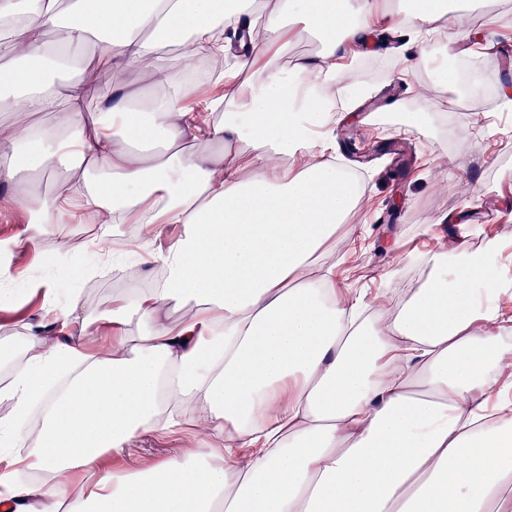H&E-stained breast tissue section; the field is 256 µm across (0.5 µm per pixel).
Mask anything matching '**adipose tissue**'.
I'll use <instances>...</instances> for the list:
<instances>
[{"label":"adipose tissue","mask_w":512,"mask_h":512,"mask_svg":"<svg viewBox=\"0 0 512 512\" xmlns=\"http://www.w3.org/2000/svg\"><path fill=\"white\" fill-rule=\"evenodd\" d=\"M457 3L0 0V193L28 216L0 253L41 261L53 237L59 269L30 279L6 264L0 279L41 296L64 330L49 346L31 336L0 386V512H512V400L489 398L512 362L499 243L433 257L420 288L361 325L362 299L342 298L332 272L307 274L364 188L334 154L337 109L368 96L342 83L347 47L381 21L424 49L459 41ZM257 26L250 77L208 103L223 120L200 122L177 75L223 54L227 29ZM306 35L321 51L283 64ZM113 67L145 87L91 102ZM39 112L52 122L36 125ZM89 211L117 231L78 254L56 226ZM167 224L182 232L162 245ZM99 260L162 278L113 300L97 348L85 301L57 298ZM174 302L191 309L162 322ZM180 407L194 412L192 453L107 466L137 432L178 433Z\"/></svg>","instance_id":"adipose-tissue-1"}]
</instances>
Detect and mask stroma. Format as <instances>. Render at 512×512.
I'll return each instance as SVG.
<instances>
[{
    "label": "stroma",
    "mask_w": 512,
    "mask_h": 512,
    "mask_svg": "<svg viewBox=\"0 0 512 512\" xmlns=\"http://www.w3.org/2000/svg\"><path fill=\"white\" fill-rule=\"evenodd\" d=\"M464 25L475 62L474 72L486 79L482 48L490 39L503 38L512 47V0H475ZM410 47L402 55L378 43H370V59L391 63L395 73L387 81L371 80L359 63L345 62L344 78L368 83L371 95L364 105L336 125L337 148L359 168L367 188L368 207L355 210L346 229L326 248L321 264L333 267L346 296L383 295L397 299L396 281L412 276L425 260L435 255V244L446 241L445 257L452 258L461 247L479 248L483 241L496 239L504 263L512 262V111H504L499 99L477 103L474 94L439 90L425 97L424 77L433 62L455 60L444 44H436L429 61L414 76H402ZM395 84L400 97L413 110L432 114L434 123L426 131L410 136L406 154L389 158L383 153L359 154L353 142L366 139L375 144L399 139V117L385 112L374 122L365 117L377 104L388 84ZM500 115L496 130L484 129L485 115ZM400 200L397 211L389 201ZM466 213L472 230L469 237L458 235L457 225L441 223L444 215ZM41 301L28 310L0 315V337L8 336L15 348H23L32 329L47 325ZM190 432L160 438L139 433L125 453L111 463L112 469L153 463L180 457L192 450Z\"/></svg>",
    "instance_id": "1"
}]
</instances>
